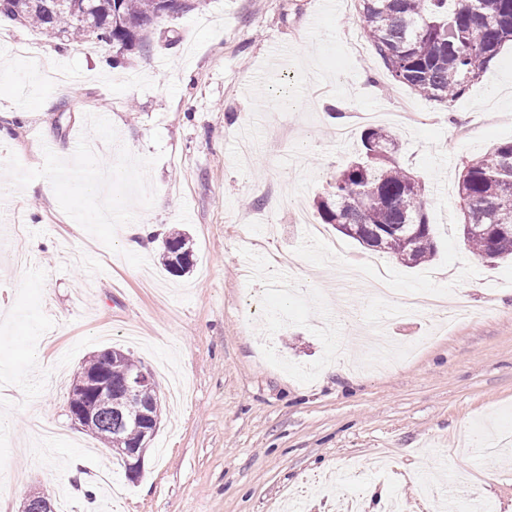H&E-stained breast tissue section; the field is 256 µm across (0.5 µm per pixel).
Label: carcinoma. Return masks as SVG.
<instances>
[{
  "instance_id": "1",
  "label": "carcinoma",
  "mask_w": 512,
  "mask_h": 512,
  "mask_svg": "<svg viewBox=\"0 0 512 512\" xmlns=\"http://www.w3.org/2000/svg\"><path fill=\"white\" fill-rule=\"evenodd\" d=\"M83 17L70 0H0V16L81 47L90 39L118 47L112 57L143 46V31L162 18L159 0H83ZM364 34L391 80L420 97L449 103L484 75L500 48L512 43V0H357ZM362 155L348 163L316 201L325 224L360 244L419 265L434 254L424 185L396 160L397 138L370 127L362 134ZM464 216L461 231L471 252L481 258L512 256V141L502 143L464 166L458 182ZM189 238L173 230L166 239L163 265L180 276L193 266ZM142 363L116 348L92 354L82 368L106 370L121 382ZM148 404L159 413L155 390L142 392L124 412L107 395L96 400L95 417L84 423L113 454L122 457L139 434L125 416Z\"/></svg>"
}]
</instances>
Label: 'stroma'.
<instances>
[{"label":"stroma","instance_id":"stroma-1","mask_svg":"<svg viewBox=\"0 0 512 512\" xmlns=\"http://www.w3.org/2000/svg\"><path fill=\"white\" fill-rule=\"evenodd\" d=\"M207 0L153 26L146 44L105 60L0 18V189L27 261L0 242V512L35 489L71 512H364L396 496L429 512V482L458 512L464 482L512 512V446L471 455L474 435L512 429V261L481 260L460 231L464 165L512 140V44L448 105L390 80L346 0ZM40 40L53 67L80 74L72 94L33 88L10 42ZM418 119L393 125L402 104ZM399 140V162L425 184L436 255L409 267L322 223L314 205L359 154L364 123ZM53 181V193L42 185ZM89 185L81 199L74 183ZM165 197L155 209L156 196ZM120 212L83 224L82 208ZM304 208L320 235L293 223ZM149 250L127 247L141 221ZM185 228L195 264H162ZM373 260L395 292L461 296L471 313L440 327L429 309L396 318L389 298L345 278ZM408 356L384 368L348 355L368 327ZM119 348L152 372L160 427L131 480L111 451L68 414L85 358ZM79 454L89 482L65 465Z\"/></svg>","mask_w":512,"mask_h":512}]
</instances>
